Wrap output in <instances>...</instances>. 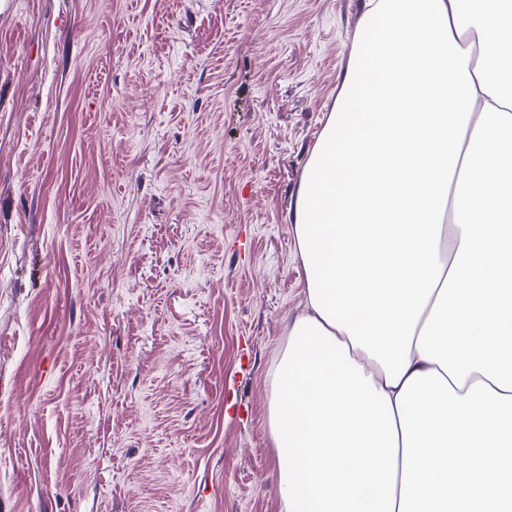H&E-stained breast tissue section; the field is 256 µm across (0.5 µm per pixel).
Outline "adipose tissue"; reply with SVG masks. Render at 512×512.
I'll return each instance as SVG.
<instances>
[{"label":"adipose tissue","mask_w":512,"mask_h":512,"mask_svg":"<svg viewBox=\"0 0 512 512\" xmlns=\"http://www.w3.org/2000/svg\"><path fill=\"white\" fill-rule=\"evenodd\" d=\"M292 212L280 512H512V0H365Z\"/></svg>","instance_id":"obj_1"}]
</instances>
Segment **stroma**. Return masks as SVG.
Listing matches in <instances>:
<instances>
[{"label": "stroma", "mask_w": 512, "mask_h": 512, "mask_svg": "<svg viewBox=\"0 0 512 512\" xmlns=\"http://www.w3.org/2000/svg\"><path fill=\"white\" fill-rule=\"evenodd\" d=\"M363 0H5L0 512H280L287 219Z\"/></svg>", "instance_id": "stroma-1"}]
</instances>
